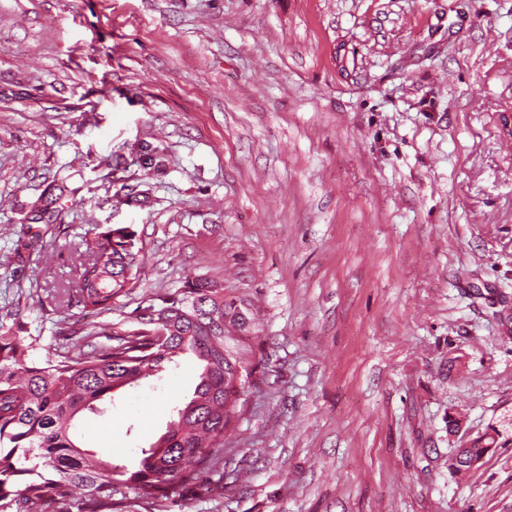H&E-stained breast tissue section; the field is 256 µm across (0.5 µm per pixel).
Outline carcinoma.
I'll return each mask as SVG.
<instances>
[{"label": "carcinoma", "mask_w": 512, "mask_h": 512, "mask_svg": "<svg viewBox=\"0 0 512 512\" xmlns=\"http://www.w3.org/2000/svg\"><path fill=\"white\" fill-rule=\"evenodd\" d=\"M122 232L134 235L127 226L87 233L76 288L85 311L111 312L112 299L141 269L138 253L114 247L113 235ZM134 317L136 329L108 324L106 343L69 326L64 335L73 347L43 361L30 357L38 339L26 344L17 336L19 321L0 322V512H54L70 499L77 512H120L128 493L146 512H163L175 489L198 485L222 465L226 433L254 384L256 368L236 336L255 325L249 305L224 297L217 281L193 278L149 298ZM186 353L201 366L191 397L140 450L135 468L82 446L81 414L96 413L116 390L159 376ZM502 446L497 430L486 432L454 449L449 470L465 474Z\"/></svg>", "instance_id": "obj_1"}]
</instances>
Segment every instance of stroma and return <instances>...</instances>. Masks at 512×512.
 <instances>
[{
    "label": "stroma",
    "instance_id": "obj_1",
    "mask_svg": "<svg viewBox=\"0 0 512 512\" xmlns=\"http://www.w3.org/2000/svg\"><path fill=\"white\" fill-rule=\"evenodd\" d=\"M508 119L512 0H0V321L54 353L85 234L132 226L99 322L192 277L256 315L224 466L171 512H512V445L448 470L449 414L512 435ZM177 372L87 447L133 465Z\"/></svg>",
    "mask_w": 512,
    "mask_h": 512
}]
</instances>
